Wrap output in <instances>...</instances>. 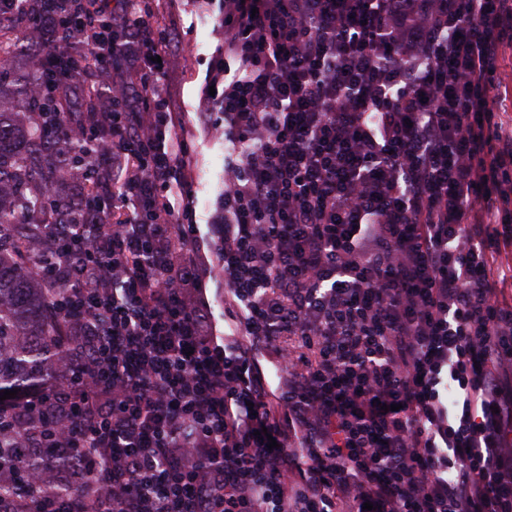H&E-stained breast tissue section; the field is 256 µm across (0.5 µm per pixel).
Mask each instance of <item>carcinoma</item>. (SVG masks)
<instances>
[{"label": "carcinoma", "instance_id": "obj_1", "mask_svg": "<svg viewBox=\"0 0 512 512\" xmlns=\"http://www.w3.org/2000/svg\"><path fill=\"white\" fill-rule=\"evenodd\" d=\"M15 3L10 18L0 17V396L18 394L0 401V504L20 506L107 490L100 473L73 480L59 449L27 455L20 441L44 436L68 419L56 392L68 371L59 357L80 343L81 321L59 307L73 286L69 268L81 254L55 245L49 228L63 223L68 211L82 224H110L113 214L98 209L84 190L92 144L69 134L79 120L93 123L103 107L94 74L99 62L65 53L61 38L55 47L32 49L27 72L16 73V29L37 23L43 0ZM50 266L54 275H39ZM30 388L43 391V405H21Z\"/></svg>", "mask_w": 512, "mask_h": 512}]
</instances>
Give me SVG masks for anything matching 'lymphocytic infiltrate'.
<instances>
[{"mask_svg":"<svg viewBox=\"0 0 512 512\" xmlns=\"http://www.w3.org/2000/svg\"><path fill=\"white\" fill-rule=\"evenodd\" d=\"M219 26L198 119L219 108L242 147L214 219L247 336L229 345L173 205L191 145L168 24L147 0L70 28L112 79L94 162L124 216L54 228L86 254L59 386L80 420L57 440L112 473L111 500L61 512H512V226L491 196L512 195L491 104L512 0H224ZM285 336L274 401L256 354ZM290 432L302 448H269Z\"/></svg>","mask_w":512,"mask_h":512,"instance_id":"f902f5d3","label":"lymphocytic infiltrate"}]
</instances>
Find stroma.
Wrapping results in <instances>:
<instances>
[{
	"instance_id": "1",
	"label": "stroma",
	"mask_w": 512,
	"mask_h": 512,
	"mask_svg": "<svg viewBox=\"0 0 512 512\" xmlns=\"http://www.w3.org/2000/svg\"><path fill=\"white\" fill-rule=\"evenodd\" d=\"M160 4L162 19L172 23L176 31L166 55L163 88L183 116L182 133L194 145L185 173L198 225L197 259L209 273L205 314L211 335L220 338L227 328L224 281L218 272L212 221L223 201L224 162L234 149L219 128L220 111H213L207 126L199 123L197 114L202 109V90L212 59L224 44V34L217 27L221 4L219 0H160Z\"/></svg>"
}]
</instances>
